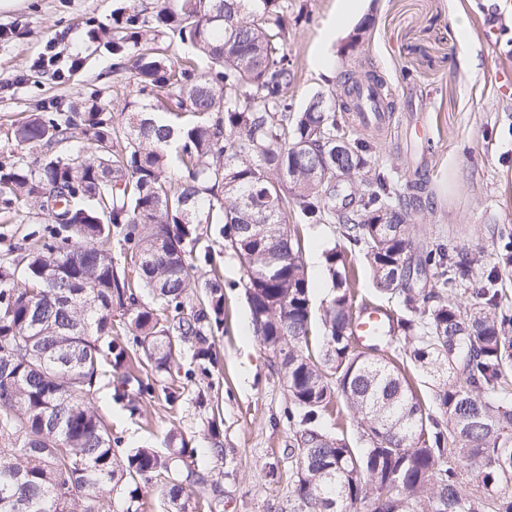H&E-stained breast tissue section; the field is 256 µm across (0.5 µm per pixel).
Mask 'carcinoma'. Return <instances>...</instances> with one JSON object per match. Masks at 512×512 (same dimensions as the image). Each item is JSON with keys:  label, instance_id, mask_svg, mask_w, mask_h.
I'll return each mask as SVG.
<instances>
[{"label": "carcinoma", "instance_id": "obj_1", "mask_svg": "<svg viewBox=\"0 0 512 512\" xmlns=\"http://www.w3.org/2000/svg\"><path fill=\"white\" fill-rule=\"evenodd\" d=\"M288 0H141L112 13L113 72L135 98L119 116L95 94L51 100L12 128L27 150L0 163V208L38 219L31 244L0 259V512H143L161 484L165 512H213L218 484L168 435L164 454L112 448L94 406L103 368L130 411L161 391L172 406L218 363L224 260L244 270L254 335L280 360L294 458L284 512H512V288L496 273L470 294L471 270L447 247L421 249L409 197L372 177L369 144L353 139L323 97L297 111ZM177 34L198 56L158 47ZM341 174L360 179L354 206L336 204ZM214 224L224 250L200 244ZM293 224H338L326 252L330 297L315 314ZM284 257L271 261V253ZM397 298L401 363L357 350L347 253ZM196 366L180 372L183 345ZM410 363L434 383L439 415L409 385ZM360 420L364 448L332 435L333 402ZM217 456L216 422L208 427ZM482 491L461 476L473 458Z\"/></svg>", "mask_w": 512, "mask_h": 512}]
</instances>
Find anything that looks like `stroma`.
Instances as JSON below:
<instances>
[{
	"label": "stroma",
	"mask_w": 512,
	"mask_h": 512,
	"mask_svg": "<svg viewBox=\"0 0 512 512\" xmlns=\"http://www.w3.org/2000/svg\"><path fill=\"white\" fill-rule=\"evenodd\" d=\"M307 17L292 26L289 46L296 63L295 107L314 95L325 97L344 115L347 72L353 67L385 79L392 90L394 117L388 131L371 139L369 160L390 172L397 193L411 183H427L428 197L415 220V239L440 241L463 254L483 251L493 259L501 230L512 231V87L499 89L493 75L512 61V0H365L331 48L332 70L316 63L322 36L336 15V0H300ZM119 0H11L0 8V161L14 160L7 139L11 126L49 99L72 100L98 93L123 102L133 91L127 75L112 71V55L94 42L90 30L112 23ZM362 40L347 43L355 29ZM55 42L58 62L36 61ZM84 65L69 80L55 69L72 59ZM309 264L314 303L328 290L323 282L326 250L341 243L335 224L299 225ZM243 270L224 257V333L216 337L219 366L206 379L210 407L188 392L176 407L163 395L140 402L133 414L112 398L100 381L96 407L112 418L118 448L146 443L164 448L170 429L202 449L199 469L218 480L222 496L216 512H281L286 507L292 460L286 449L292 432L289 397L271 351L247 334L251 313L242 286ZM218 416L223 444L233 457L209 454L208 422Z\"/></svg>",
	"instance_id": "obj_1"
}]
</instances>
